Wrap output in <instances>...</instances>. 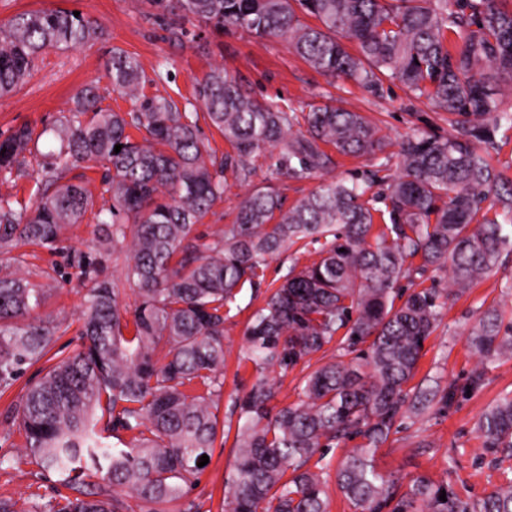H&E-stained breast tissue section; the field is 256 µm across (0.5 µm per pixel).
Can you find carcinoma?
I'll return each mask as SVG.
<instances>
[{
	"mask_svg": "<svg viewBox=\"0 0 512 512\" xmlns=\"http://www.w3.org/2000/svg\"><path fill=\"white\" fill-rule=\"evenodd\" d=\"M511 1L147 0L173 41L193 21L283 38L325 75L373 92L385 79L398 82L448 113L452 133L414 131L390 155L387 135L362 113L323 105L300 117L259 102L216 66L195 99L232 148L219 157L202 137L195 104L146 95L139 61L113 50L112 87L130 111L104 108L97 86L82 87L52 128L59 148L39 164L35 206L26 212L0 195L1 253L22 240L59 249L66 228L94 206L92 194L68 180L73 169L102 167L109 195L96 213V247L70 258L85 289L81 344L29 383L12 411L36 464L66 477L74 495L24 512H128L126 496L138 500L139 512H200L188 494L203 471L200 458L224 437L215 410L224 396L228 306L242 288L261 285L270 259L298 243L314 247L317 259L293 263L248 322L257 378L235 402V470L222 510L327 512L325 472L307 464L360 436L336 471L356 512H512V485L468 503L418 476L401 494L375 465L402 419L451 400L447 391L409 386L425 348L419 341L435 332L446 300L487 277L512 249V190L477 146L512 128L501 82L512 80ZM102 37L94 20L71 10L14 16L0 25V97L47 50ZM32 141L27 125L0 137L1 180L25 176ZM326 146L370 156L379 167L398 159L385 208L376 207L372 182L358 178L324 182L287 208L270 184L243 200L235 223L198 243L194 226L223 198L227 173L247 181L254 158L276 149L271 179L307 178L333 164ZM118 249L127 252L125 281L138 292L132 309L108 274ZM430 269L448 270L446 293L398 287ZM43 297L25 278L0 276V393L24 366L51 361L60 324L30 318ZM342 329L339 348L355 359L334 358L306 374L299 401L272 412L276 391L265 371L297 365ZM470 344L480 358L470 384L478 386L489 365L512 358V325H503L499 308L479 314ZM478 430L485 447L512 454L511 394L487 407Z\"/></svg>",
	"mask_w": 512,
	"mask_h": 512,
	"instance_id": "carcinoma-1",
	"label": "carcinoma"
}]
</instances>
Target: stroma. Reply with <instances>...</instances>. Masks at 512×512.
<instances>
[{"label":"stroma","mask_w":512,"mask_h":512,"mask_svg":"<svg viewBox=\"0 0 512 512\" xmlns=\"http://www.w3.org/2000/svg\"><path fill=\"white\" fill-rule=\"evenodd\" d=\"M40 9L75 10L97 20L104 29L102 39L95 43L48 51L23 85L0 98V133L29 125L38 135V148L44 153L56 149L51 127L73 108L74 95L83 85L92 83L98 87L104 107L118 112L130 110L129 101L113 91L105 68L115 48L137 57L148 79L146 94L169 96L179 103L193 98L196 84L212 67L220 66L259 101L297 113L324 104L360 112L378 122L394 143L415 130L436 137L447 136L451 130L447 113L413 97L399 83H384L375 93L353 82L325 76L309 67L280 38L260 40L239 30H217L200 24L184 42L171 41L162 21L149 18L146 0H0V24L18 13ZM163 60L168 63L169 76L159 80L154 69ZM270 162L269 155H259L249 181L228 178L223 199L195 226L201 241L211 240L215 229L234 222L238 206L249 192L268 185ZM396 172L392 164L380 169L368 158L338 155L329 174L285 180L277 188L289 206L313 191L328 175L338 179L370 178L375 191L382 192ZM17 252L24 254V265L16 266L11 255L0 254V271L9 273L22 268L25 277L44 286L45 297L34 314L60 322L54 350L58 356H67L76 347L82 328L84 290L65 254L55 255L28 242L20 243ZM264 297V290L243 288L230 309L224 339V396L218 407L219 419L228 426L237 423L232 413L236 398L244 396L256 378L252 364L243 359L247 349L245 331L252 312L262 305ZM493 305L500 307L505 317H512V254L503 256L494 272L449 302L441 326L425 344L417 378H430L443 388L454 387L455 398L451 404L435 405L423 417L404 419L398 433L378 450L377 468L400 484L423 475L450 486L469 502L512 484V457L485 447L477 431L482 412L499 397L512 393V359L492 364L481 385L473 388L468 382V374L478 360L470 347L469 333L479 313ZM335 351L331 344L324 353L313 354L293 367L270 369L275 406L296 403L301 377L309 368L317 367L323 355ZM38 372V366L28 367L19 383L0 394V458L5 461L0 467V497L20 505L71 493L61 476L43 475L25 449L22 429L11 418V405ZM233 461L231 445L215 447L207 467L190 490V498L202 504L205 512H221L224 484L232 473Z\"/></svg>","instance_id":"stroma-1"}]
</instances>
